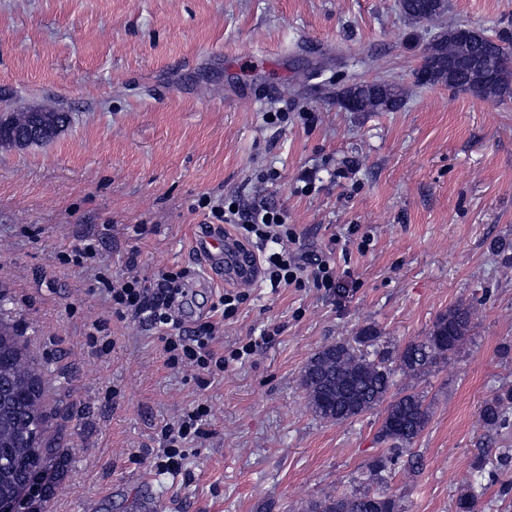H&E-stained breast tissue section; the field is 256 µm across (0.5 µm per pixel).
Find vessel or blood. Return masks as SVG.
Returning <instances> with one entry per match:
<instances>
[{"mask_svg":"<svg viewBox=\"0 0 512 512\" xmlns=\"http://www.w3.org/2000/svg\"><path fill=\"white\" fill-rule=\"evenodd\" d=\"M195 255L208 267L223 272L235 283H248L257 276V268L250 254L236 239L219 228H209L194 240Z\"/></svg>","mask_w":512,"mask_h":512,"instance_id":"1","label":"vessel or blood"}]
</instances>
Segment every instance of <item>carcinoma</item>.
<instances>
[{"mask_svg":"<svg viewBox=\"0 0 512 512\" xmlns=\"http://www.w3.org/2000/svg\"><path fill=\"white\" fill-rule=\"evenodd\" d=\"M428 0H400L404 16L415 23L436 24L443 13L429 12ZM463 54L474 60L489 61L497 70L496 81L481 97L502 101L512 98V47L501 40L485 37L468 46L450 28L427 44L416 72L422 85L444 84L452 89L473 93L472 74L460 67L454 74L430 73L426 66L432 58H457ZM407 97L398 83L373 81L355 83L342 94L340 105L354 98L349 112H395ZM42 126L31 112L5 115V131L0 146L44 144L70 123L67 112L40 111ZM474 310L459 303L440 313L425 336L408 342L394 352L378 350L380 332L368 326L353 342H336L318 349L309 358L300 375V386L313 413L327 421L342 423L384 406L378 430L379 442L387 445V454L368 468L369 481L382 480L388 463L411 446L424 430L429 409L415 392H395L394 372L406 378L417 377L436 364L448 360L469 339ZM482 423L491 429L512 425V388H503L485 400L480 408ZM43 389L40 375L10 332L0 330V506L8 505L17 487L30 481L50 454L43 446ZM484 464L475 462L471 480L456 503L458 512H476L484 491ZM303 512H401L395 496L368 488L349 493H326L306 503Z\"/></svg>","mask_w":512,"mask_h":512,"instance_id":"cac0c4a2","label":"carcinoma"}]
</instances>
